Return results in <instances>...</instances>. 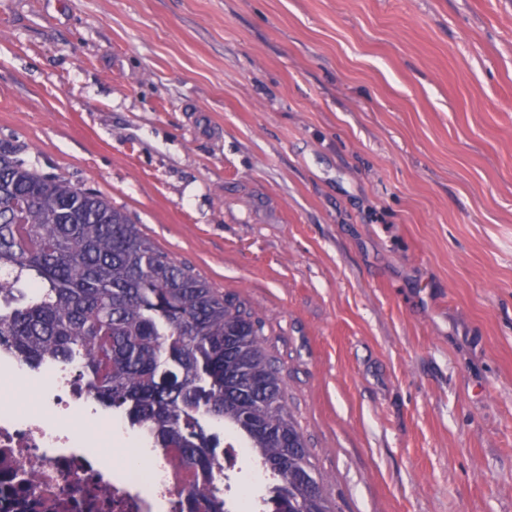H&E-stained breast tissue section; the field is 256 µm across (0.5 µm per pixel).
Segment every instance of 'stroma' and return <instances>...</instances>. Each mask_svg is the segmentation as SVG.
I'll use <instances>...</instances> for the list:
<instances>
[{
    "instance_id": "1",
    "label": "stroma",
    "mask_w": 512,
    "mask_h": 512,
    "mask_svg": "<svg viewBox=\"0 0 512 512\" xmlns=\"http://www.w3.org/2000/svg\"><path fill=\"white\" fill-rule=\"evenodd\" d=\"M0 139L253 314L333 512H512V0H0Z\"/></svg>"
}]
</instances>
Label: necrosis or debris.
I'll return each mask as SVG.
<instances>
[{
    "mask_svg": "<svg viewBox=\"0 0 512 512\" xmlns=\"http://www.w3.org/2000/svg\"><path fill=\"white\" fill-rule=\"evenodd\" d=\"M78 363L47 367L39 412L18 393L26 364L0 352V512H187L193 471L173 465L168 448L147 447L123 415L82 408ZM246 455L225 447L204 476L222 512H271L239 478Z\"/></svg>",
    "mask_w": 512,
    "mask_h": 512,
    "instance_id": "obj_1",
    "label": "necrosis or debris"
}]
</instances>
